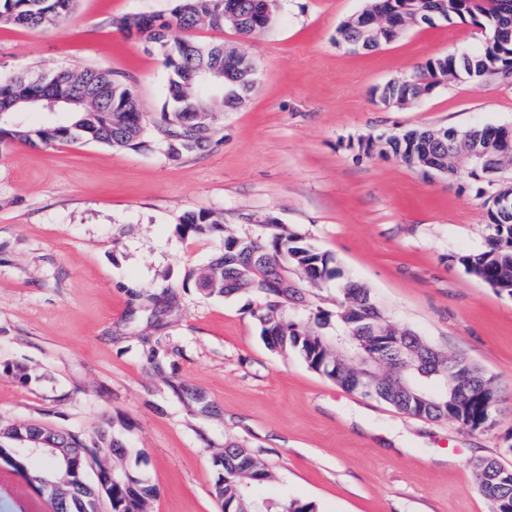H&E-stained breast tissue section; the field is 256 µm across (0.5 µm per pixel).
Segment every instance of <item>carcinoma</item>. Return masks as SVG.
I'll return each mask as SVG.
<instances>
[{
    "label": "carcinoma",
    "mask_w": 512,
    "mask_h": 512,
    "mask_svg": "<svg viewBox=\"0 0 512 512\" xmlns=\"http://www.w3.org/2000/svg\"><path fill=\"white\" fill-rule=\"evenodd\" d=\"M77 0H0V26H17L31 30L57 26L75 8ZM227 0H177L170 14H135L120 20V28L128 36H144L156 46L166 47L163 63L169 70L171 103L164 108L157 126L163 135L165 155L177 160L210 144V131L216 114L234 108L252 88L253 75L233 66V51L224 44H200L190 39L169 40V31L185 32L199 27L232 29L241 35H251L266 28L271 15L266 4L271 0H233L236 10L227 16ZM470 18L478 27L488 29L490 38L474 53L435 58L418 68L411 82L415 88L430 86L442 79L465 77L473 82L499 80L512 82V0H412L408 5L405 25H430L437 19ZM340 35L344 41H356L366 50H376L391 42L397 33L386 30L370 31L351 17L343 23ZM227 70L224 88L213 94L202 82L200 67ZM68 90V100L58 101L60 88ZM415 88L388 84L381 95L388 101L413 97ZM55 112L64 117L53 124L31 128L4 118L0 123V152L16 142L53 145L76 141H93L113 148L148 149L144 139L143 114L133 91L112 74L97 69L80 72H53L41 83L29 77L0 80V111ZM457 134L454 129L416 127L388 139L392 156L417 170L433 158L445 156L438 143L443 134ZM489 235L483 249L465 255L460 262L466 272L499 293L512 296V217L507 220L487 213ZM182 226L194 234L224 231L223 220L211 213H188ZM266 236L238 240L229 238L224 252L214 257L204 272H191L195 285L209 296L230 297L251 292L257 296L251 316L260 327L268 347L292 350L308 367L344 387L352 377L348 365L336 364V339L366 326L387 330L392 324L384 316L369 289L352 282L339 288L336 311H320L308 319L290 318V306L298 300L299 289L290 281L276 282L277 271L287 275L301 273L309 282L319 283L337 276L333 258L319 251L305 239L285 231L278 224L268 225ZM385 358L399 355L407 360L408 369L398 381L379 376L375 397L399 411L430 419L456 418L460 410L459 396L471 393L457 371L448 368V354L439 350L429 364L439 367L429 373L419 356L430 343L412 331L404 330L397 347H392L390 335L377 336ZM465 416L484 429L495 426L496 418L486 417L482 406L473 401L465 405ZM57 448L109 451L123 459L127 450L105 429L88 442L71 433L52 434ZM219 470L216 495L223 512H317L311 503L296 500L257 499L250 488L269 478L265 463L251 450L236 444L225 446L213 457ZM112 512H146L148 502L156 495L153 485L129 479L126 467L112 465ZM56 474L59 483L65 476L59 471L58 460L44 455L39 459L35 474ZM97 491L92 486L74 491L51 501L53 512H95ZM494 512H512V469L498 482L490 497Z\"/></svg>",
    "instance_id": "1"
}]
</instances>
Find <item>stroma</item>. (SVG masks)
Listing matches in <instances>:
<instances>
[{
    "instance_id": "stroma-1",
    "label": "stroma",
    "mask_w": 512,
    "mask_h": 512,
    "mask_svg": "<svg viewBox=\"0 0 512 512\" xmlns=\"http://www.w3.org/2000/svg\"><path fill=\"white\" fill-rule=\"evenodd\" d=\"M367 2L275 0L271 24L249 37L193 31L196 42L247 54L259 77L241 107L219 114L206 153L172 161L159 146L92 141L0 153V427L87 438L107 428L129 470L157 487L149 512H221L213 457L230 442L265 461L270 479L257 495L318 512H493L471 461L512 467V297L459 262L485 245L490 188L361 145L421 126H512V83L456 79L411 105L383 103L388 82L474 49L482 35L459 19L355 53L338 29ZM173 5L78 0L56 28L0 27V79L111 71L155 138L169 73L154 45L119 22ZM199 211L219 214L223 232H184L182 216ZM270 224L331 254L338 272L297 280L296 317L334 311L342 283L369 288L396 328L495 378L496 426L470 432L347 391L265 344L249 313L255 295L209 297L189 280L227 237ZM0 512L51 506L30 475L1 461Z\"/></svg>"
}]
</instances>
